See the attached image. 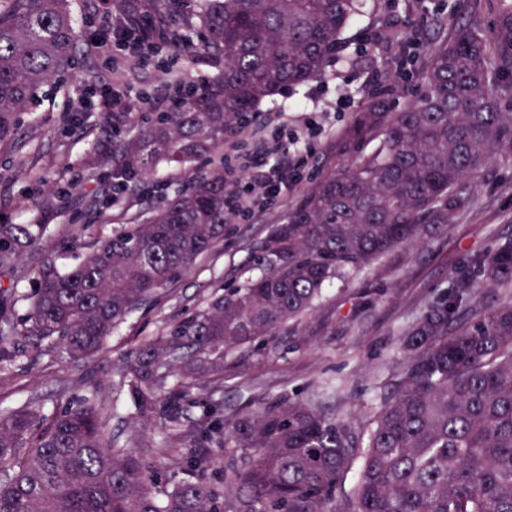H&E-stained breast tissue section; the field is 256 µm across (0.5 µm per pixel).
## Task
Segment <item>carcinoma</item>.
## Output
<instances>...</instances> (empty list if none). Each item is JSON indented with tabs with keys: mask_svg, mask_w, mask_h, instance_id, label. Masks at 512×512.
Wrapping results in <instances>:
<instances>
[{
	"mask_svg": "<svg viewBox=\"0 0 512 512\" xmlns=\"http://www.w3.org/2000/svg\"><path fill=\"white\" fill-rule=\"evenodd\" d=\"M159 15L202 33L200 50L222 65L170 112H138L121 141L116 172L130 190L161 162L189 167L241 134L267 97L324 77L362 0H152ZM77 0H0V141L71 66L80 42ZM490 29L458 25L415 71L424 87L398 112L386 92L369 95L337 137L339 172L315 180L256 250L259 274L214 296L206 309L144 343L123 384L136 408L183 432L182 400L224 381V358L271 337L308 311L323 287L346 281L479 200L476 175L512 155V112L501 109L512 71V3L497 0ZM376 150L363 153L366 143ZM224 163L165 197L141 224L86 247L60 270L46 261L19 319L0 289V367L8 340L61 347L72 359L101 348L112 330L224 241L233 221ZM45 224H0V276L17 272ZM452 292L430 301L401 333L393 391L365 426L340 421L315 401L286 394L237 415L224 431V487L202 472L172 484L108 432L96 399L50 415L0 413V512H512V299L484 308L477 289L512 288V240L476 253L451 275ZM351 491H337L352 466Z\"/></svg>",
	"mask_w": 512,
	"mask_h": 512,
	"instance_id": "carcinoma-1",
	"label": "carcinoma"
}]
</instances>
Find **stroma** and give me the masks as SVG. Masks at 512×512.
Here are the masks:
<instances>
[{
    "label": "stroma",
    "instance_id": "1",
    "mask_svg": "<svg viewBox=\"0 0 512 512\" xmlns=\"http://www.w3.org/2000/svg\"><path fill=\"white\" fill-rule=\"evenodd\" d=\"M441 3L452 24L489 26L496 19L486 0H366L325 77L263 101L251 135L238 148L240 155L253 154L263 142L289 140L305 115L292 105L306 103L323 132L301 141L305 163L288 196L264 202L231 224L223 242L131 313L95 355L75 361L60 349L15 340L20 355L9 370L0 371V410L29 407L47 414L95 394L107 428L121 446L163 475H189L194 457L211 451V444L195 432L169 447L159 420L140 416L120 394L124 364L144 339L167 335L185 316L203 309L214 293L245 285L256 275V244L316 176L340 170L336 135L382 78L402 85L407 96L420 93L419 84L397 69L395 58L406 43L414 45L418 59L427 58L436 44L432 19ZM82 10L81 41L72 66L23 114L20 137L0 144V224L48 227L47 248L29 253L13 278L0 277V288L19 295L20 316L28 311L26 297L43 259L62 268L75 266L85 245L142 222L157 200L187 188L213 165L209 159L189 169L162 163L136 191L113 194V128L129 137L137 134L136 113L170 111L171 83L204 84L218 67L199 56L174 62L118 50L100 25V13L149 16L150 0H82ZM90 71L97 75L101 96L132 99L128 112L115 113L113 124L105 123L102 111L83 107L88 94L83 79ZM477 182L479 206L459 214L448 229L394 250L358 276L334 282L308 312L280 327L275 341L261 339L227 357L223 384L213 392H194L188 420L201 415L203 404L216 403L228 423L283 394L320 401L345 422L368 420L374 398L388 389L402 363L398 340L404 328L431 298L446 291L449 274L463 269L469 254L490 251L512 238V156L497 158ZM53 189L60 193L54 208L40 209L38 200Z\"/></svg>",
    "mask_w": 512,
    "mask_h": 512
}]
</instances>
